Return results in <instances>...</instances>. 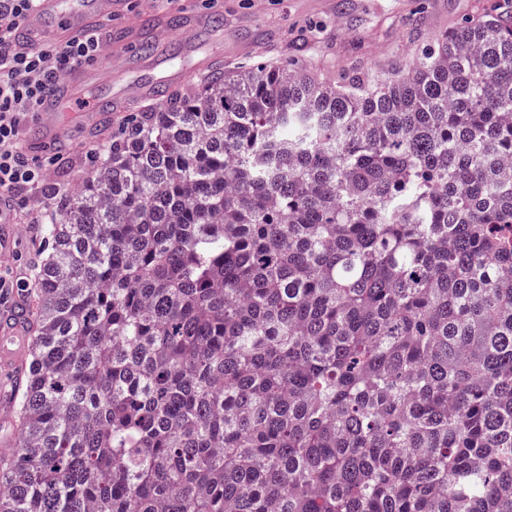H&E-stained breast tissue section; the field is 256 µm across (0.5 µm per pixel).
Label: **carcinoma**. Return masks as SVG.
<instances>
[{
	"label": "carcinoma",
	"mask_w": 512,
	"mask_h": 512,
	"mask_svg": "<svg viewBox=\"0 0 512 512\" xmlns=\"http://www.w3.org/2000/svg\"><path fill=\"white\" fill-rule=\"evenodd\" d=\"M40 227L0 512H512V10L384 71L208 68Z\"/></svg>",
	"instance_id": "obj_1"
}]
</instances>
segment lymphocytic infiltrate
<instances>
[{
	"mask_svg": "<svg viewBox=\"0 0 512 512\" xmlns=\"http://www.w3.org/2000/svg\"><path fill=\"white\" fill-rule=\"evenodd\" d=\"M39 0H0V195L16 201L18 192L36 190L41 169L30 158L23 129L58 78L95 58L100 36L86 32L63 43L33 49L19 32Z\"/></svg>",
	"mask_w": 512,
	"mask_h": 512,
	"instance_id": "lymphocytic-infiltrate-1",
	"label": "lymphocytic infiltrate"
}]
</instances>
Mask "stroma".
<instances>
[{
    "label": "stroma",
    "mask_w": 512,
    "mask_h": 512,
    "mask_svg": "<svg viewBox=\"0 0 512 512\" xmlns=\"http://www.w3.org/2000/svg\"><path fill=\"white\" fill-rule=\"evenodd\" d=\"M123 12L102 24L103 33H123L133 55L126 78L157 83L192 70L204 56L222 57L226 65L241 59L276 60L307 29H324L314 50L332 71L362 57L387 65L393 55H408L407 23L420 14L433 35L444 25L476 11L497 10L502 0H124ZM157 45L146 55L143 43ZM92 129L65 116L56 148L38 149L48 184L75 183L88 165ZM15 231L7 254L0 256V278L8 299L32 305L33 269L43 253L38 225L28 211L13 215Z\"/></svg>",
    "instance_id": "stroma-1"
}]
</instances>
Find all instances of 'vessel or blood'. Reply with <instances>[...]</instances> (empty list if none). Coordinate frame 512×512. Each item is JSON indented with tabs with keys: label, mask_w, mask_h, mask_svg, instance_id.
I'll list each match as a JSON object with an SVG mask.
<instances>
[{
	"label": "vessel or blood",
	"mask_w": 512,
	"mask_h": 512,
	"mask_svg": "<svg viewBox=\"0 0 512 512\" xmlns=\"http://www.w3.org/2000/svg\"><path fill=\"white\" fill-rule=\"evenodd\" d=\"M115 0H86L74 7L65 0H42L38 11L27 22L24 40L30 45L46 42L62 43L78 33L95 29L115 12ZM126 54L115 50L110 40H102L95 60L71 70L61 81L62 99L48 98L39 107L40 123L46 137L58 133L57 115L85 98L96 88L103 75L125 73ZM152 87L144 83H127L115 93L97 100L98 105L109 104L121 108L150 97ZM27 359V339L23 327L13 314L0 319V369L15 371Z\"/></svg>",
	"instance_id": "vessel-or-blood-1"
}]
</instances>
